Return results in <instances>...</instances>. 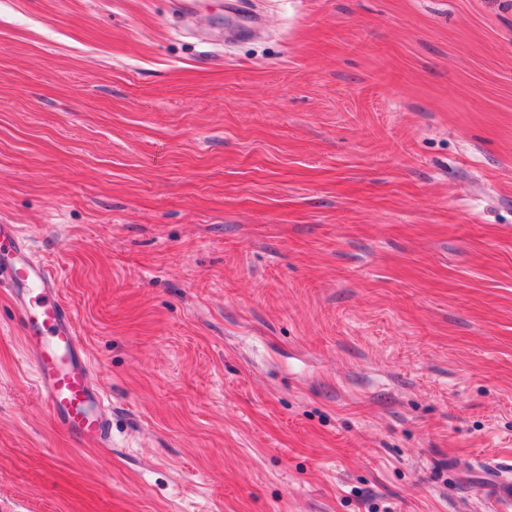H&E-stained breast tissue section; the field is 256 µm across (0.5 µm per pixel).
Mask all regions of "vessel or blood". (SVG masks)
I'll list each match as a JSON object with an SVG mask.
<instances>
[{"mask_svg":"<svg viewBox=\"0 0 512 512\" xmlns=\"http://www.w3.org/2000/svg\"><path fill=\"white\" fill-rule=\"evenodd\" d=\"M0 288L21 310L25 361L40 399L60 429L90 447L112 442L106 397L93 387L72 312L62 302L52 270L31 250L16 225H0Z\"/></svg>","mask_w":512,"mask_h":512,"instance_id":"1","label":"vessel or blood"}]
</instances>
